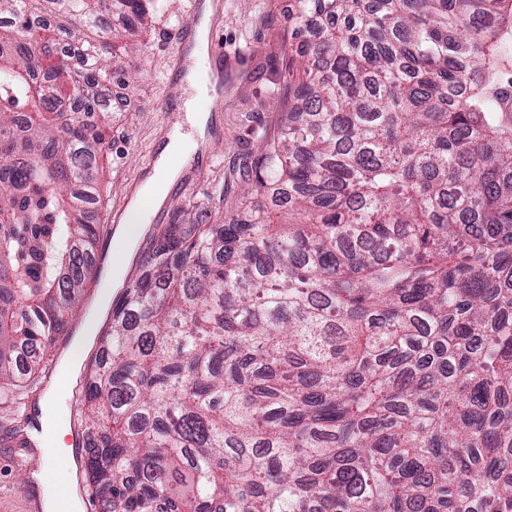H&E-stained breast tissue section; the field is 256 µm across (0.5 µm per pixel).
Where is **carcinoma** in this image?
<instances>
[{
  "label": "carcinoma",
  "mask_w": 512,
  "mask_h": 512,
  "mask_svg": "<svg viewBox=\"0 0 512 512\" xmlns=\"http://www.w3.org/2000/svg\"><path fill=\"white\" fill-rule=\"evenodd\" d=\"M172 0H0V399L79 306L105 90ZM119 16L123 30L104 27ZM277 139L73 392L112 512H512V0H293Z\"/></svg>",
  "instance_id": "1"
}]
</instances>
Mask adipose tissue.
<instances>
[{
	"mask_svg": "<svg viewBox=\"0 0 512 512\" xmlns=\"http://www.w3.org/2000/svg\"><path fill=\"white\" fill-rule=\"evenodd\" d=\"M188 153L181 136H172L163 146L151 174L136 192L130 206L127 224L118 229L115 245L124 253H131L144 224L167 199L171 184L178 178Z\"/></svg>",
	"mask_w": 512,
	"mask_h": 512,
	"instance_id": "1",
	"label": "adipose tissue"
}]
</instances>
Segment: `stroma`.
I'll return each mask as SVG.
<instances>
[{"label":"stroma","instance_id":"35a3bbf8","mask_svg":"<svg viewBox=\"0 0 512 512\" xmlns=\"http://www.w3.org/2000/svg\"><path fill=\"white\" fill-rule=\"evenodd\" d=\"M188 0H175L143 32L147 56L132 53L122 74L112 80L115 95L130 96L131 107L114 111L106 154L99 164L101 198L89 210L93 222L124 201L152 171L173 129L190 134L182 111H162L158 103L174 74L167 56L175 33L187 14ZM289 0H223L220 16L209 31L210 42L224 46V107L187 89V99L210 115L207 141L195 153L196 183L169 191L160 212L172 219L176 211L187 223L220 224L243 200L238 168L255 159L262 141L276 136L284 118L275 101L288 91V74L300 58L291 50L293 28ZM19 425L13 411L0 405V512H41L39 492L32 479V457L19 451L12 433Z\"/></svg>","mask_w":512,"mask_h":512}]
</instances>
